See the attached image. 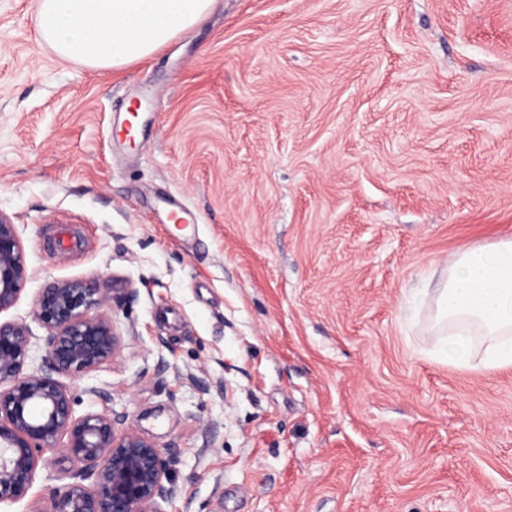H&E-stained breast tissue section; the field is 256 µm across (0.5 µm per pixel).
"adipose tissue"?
<instances>
[{
	"label": "adipose tissue",
	"mask_w": 512,
	"mask_h": 512,
	"mask_svg": "<svg viewBox=\"0 0 512 512\" xmlns=\"http://www.w3.org/2000/svg\"><path fill=\"white\" fill-rule=\"evenodd\" d=\"M215 0H38L39 37L62 58L120 69L150 57L201 22ZM438 353L465 367L512 365V238L470 245L448 260L431 294ZM484 345L473 360L474 340Z\"/></svg>",
	"instance_id": "ef3b65f1"
}]
</instances>
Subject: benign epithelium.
<instances>
[{
  "label": "benign epithelium",
  "mask_w": 512,
  "mask_h": 512,
  "mask_svg": "<svg viewBox=\"0 0 512 512\" xmlns=\"http://www.w3.org/2000/svg\"><path fill=\"white\" fill-rule=\"evenodd\" d=\"M28 267L18 225L0 213V314L18 303ZM109 289L94 280L51 283L34 301L47 331L42 366L28 370L33 334L0 320V506L30 498L37 470L58 449L59 485L31 512H164L176 496L166 448L141 433L110 402L83 413L66 380L111 362L124 336L102 307Z\"/></svg>",
  "instance_id": "7a95c632"
}]
</instances>
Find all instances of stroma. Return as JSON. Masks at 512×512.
Returning a JSON list of instances; mask_svg holds the SVG:
<instances>
[{
	"label": "stroma",
	"instance_id": "35a3bbf8",
	"mask_svg": "<svg viewBox=\"0 0 512 512\" xmlns=\"http://www.w3.org/2000/svg\"><path fill=\"white\" fill-rule=\"evenodd\" d=\"M37 10L0 0L8 316L148 280L72 387L168 448L165 512H512V365L437 357L418 297L512 238V0H218L119 72Z\"/></svg>",
	"mask_w": 512,
	"mask_h": 512
}]
</instances>
